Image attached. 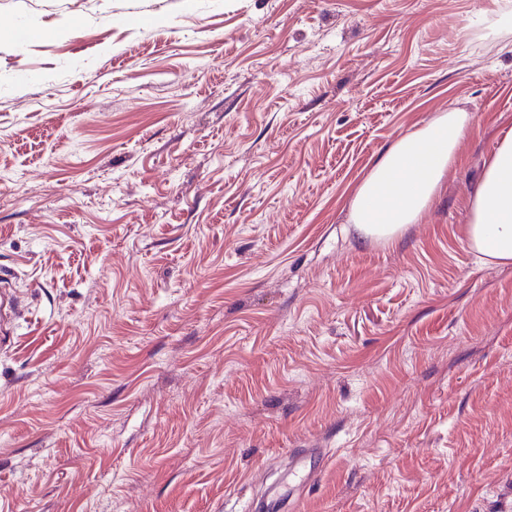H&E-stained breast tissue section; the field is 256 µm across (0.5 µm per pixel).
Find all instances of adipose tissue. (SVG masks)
<instances>
[{
	"label": "adipose tissue",
	"instance_id": "ef3b65f1",
	"mask_svg": "<svg viewBox=\"0 0 512 512\" xmlns=\"http://www.w3.org/2000/svg\"><path fill=\"white\" fill-rule=\"evenodd\" d=\"M471 124V113L451 108L398 139L355 193L352 222L386 240L418 223L447 180ZM466 237L480 261L512 266V127L502 132L485 164L472 197Z\"/></svg>",
	"mask_w": 512,
	"mask_h": 512
}]
</instances>
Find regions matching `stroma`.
Returning a JSON list of instances; mask_svg holds the SVG:
<instances>
[{"mask_svg":"<svg viewBox=\"0 0 512 512\" xmlns=\"http://www.w3.org/2000/svg\"><path fill=\"white\" fill-rule=\"evenodd\" d=\"M509 127L504 0H0V512H512V267L465 234ZM472 115L461 108L438 112L398 139L374 164L351 202V220L366 234L392 239L418 223L455 163Z\"/></svg>","mask_w":512,"mask_h":512,"instance_id":"stroma-1","label":"stroma"}]
</instances>
